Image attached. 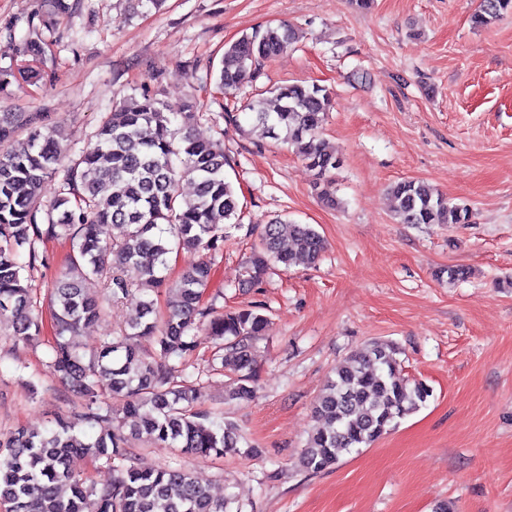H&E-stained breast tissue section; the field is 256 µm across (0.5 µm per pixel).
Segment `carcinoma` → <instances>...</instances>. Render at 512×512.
Returning a JSON list of instances; mask_svg holds the SVG:
<instances>
[{
    "label": "carcinoma",
    "instance_id": "cac0c4a2",
    "mask_svg": "<svg viewBox=\"0 0 512 512\" xmlns=\"http://www.w3.org/2000/svg\"><path fill=\"white\" fill-rule=\"evenodd\" d=\"M512 11V0H482L471 22L484 27ZM299 39L287 24L258 28L224 49L216 81L233 95L256 77L257 66ZM33 67L0 69V89L38 81ZM273 101L253 99L241 113H227L263 138L288 146L314 172L318 196L339 205L330 174L340 158L328 150L321 132L333 107L332 93L318 84H289L271 91ZM204 116L187 104L168 112L148 93L141 100L112 104L89 145L69 154L38 113L0 120V323L11 337L39 339L32 275L45 264L36 243L66 237L72 243L56 274L49 303L54 329L50 367L61 382L84 398L81 408L59 417L44 433L18 428L0 437V507L4 512H242L231 496L214 499L181 468L142 470L133 464L115 469L97 486H88L73 467L80 457L131 459L132 439L187 455L222 458L238 448L242 436L229 421L198 408L197 382L176 374L170 360L183 361L204 334L223 342L235 361L236 378L225 386L224 401L256 398L258 367L253 341L268 318L259 306L222 312L203 310L200 301L213 278L214 257L224 252V221L238 217L236 189L225 175L224 141H202L193 127ZM62 175L57 196L46 206L39 189ZM185 179L196 185L191 198L178 193ZM399 224H468L473 211L423 181L390 186ZM46 228L37 224L39 210ZM112 229L103 239L100 228ZM203 250L210 257L169 283V255L176 248ZM325 241L309 224L264 225L259 245L242 263L239 285L254 288L271 266L290 267L299 259L316 264ZM103 281L107 293L85 292V282ZM139 288V309L121 334L86 354L74 342L82 326L100 318L112 302ZM168 295L159 316L154 295ZM149 339L156 356L139 341ZM432 395L420 381L398 369L397 349L372 344L354 351L336 367L313 411V434L300 466L319 473L343 452L367 448L418 411ZM107 431H96L103 422Z\"/></svg>",
    "mask_w": 512,
    "mask_h": 512
}]
</instances>
